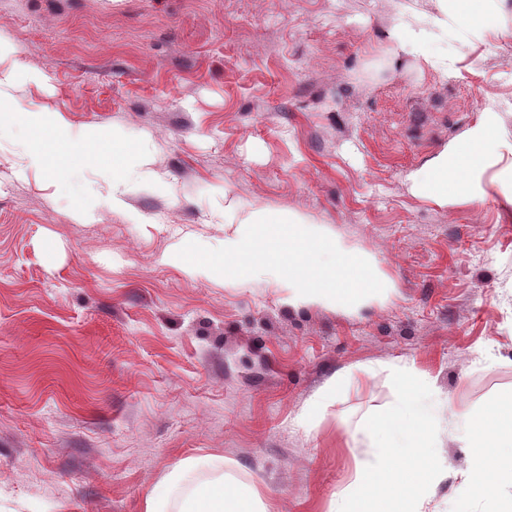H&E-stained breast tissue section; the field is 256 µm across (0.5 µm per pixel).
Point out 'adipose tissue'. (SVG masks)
Returning <instances> with one entry per match:
<instances>
[{
  "instance_id": "ef3b65f1",
  "label": "adipose tissue",
  "mask_w": 512,
  "mask_h": 512,
  "mask_svg": "<svg viewBox=\"0 0 512 512\" xmlns=\"http://www.w3.org/2000/svg\"><path fill=\"white\" fill-rule=\"evenodd\" d=\"M496 125V112L484 111L462 141L412 174L414 190L441 201L452 194L472 199L484 197L487 193L483 178L485 162L502 148L496 137ZM284 248L310 260L328 250L329 245L323 239L292 231L286 225L273 224L264 242L225 241L223 255L194 266L193 271L205 274L223 269L228 257L240 258L245 263L263 256L265 250ZM373 279V273L359 257L340 251L336 254L335 278L318 283L315 293L328 300L353 302ZM426 426L422 403L412 396L398 402L389 419L370 421L372 433L380 438L379 449L358 463L339 512H421L422 495L436 475L435 469L415 465L416 460L433 454L425 438ZM463 446L469 460L465 482L473 495L492 494L494 476L512 480V411L494 404L473 417ZM197 466V461L189 460L173 469L167 477L166 496L148 498L145 512H169L173 502L177 503L178 512H268L257 491L229 490L220 477L187 489L189 475Z\"/></svg>"
}]
</instances>
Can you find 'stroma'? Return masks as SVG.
Here are the masks:
<instances>
[{
	"instance_id": "obj_1",
	"label": "stroma",
	"mask_w": 512,
	"mask_h": 512,
	"mask_svg": "<svg viewBox=\"0 0 512 512\" xmlns=\"http://www.w3.org/2000/svg\"><path fill=\"white\" fill-rule=\"evenodd\" d=\"M405 22L426 55L394 51ZM0 42L32 76L0 86V512H144L205 457L269 512H333L407 369L446 468L422 512H512L511 479L468 495L461 442L512 397V155L480 200L410 181L485 109L512 143V0L478 25L441 0H0ZM51 113L97 134L88 155L38 140ZM256 212L372 260L384 291L306 296L284 249L190 272L262 238Z\"/></svg>"
}]
</instances>
